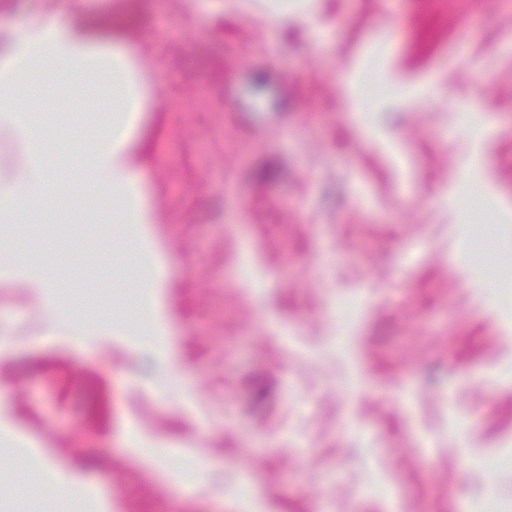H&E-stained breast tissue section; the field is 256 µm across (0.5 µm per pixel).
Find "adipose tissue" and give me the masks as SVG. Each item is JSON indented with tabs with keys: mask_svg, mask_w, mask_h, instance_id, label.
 Masks as SVG:
<instances>
[{
	"mask_svg": "<svg viewBox=\"0 0 512 512\" xmlns=\"http://www.w3.org/2000/svg\"><path fill=\"white\" fill-rule=\"evenodd\" d=\"M156 73L123 39L45 16L0 30V136L21 150L0 166V224H31L49 206L68 223L135 225L145 259L161 271L152 239L156 207L140 175L142 131L156 101ZM65 90L100 101L85 131L90 147L55 177L48 165L54 113L33 107L37 96Z\"/></svg>",
	"mask_w": 512,
	"mask_h": 512,
	"instance_id": "obj_1",
	"label": "adipose tissue"
}]
</instances>
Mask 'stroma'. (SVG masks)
Segmentation results:
<instances>
[{
	"label": "stroma",
	"mask_w": 512,
	"mask_h": 512,
	"mask_svg": "<svg viewBox=\"0 0 512 512\" xmlns=\"http://www.w3.org/2000/svg\"><path fill=\"white\" fill-rule=\"evenodd\" d=\"M19 2L145 34L165 266L0 227L69 270L0 273V512H512V0ZM41 103L59 169L97 104Z\"/></svg>",
	"instance_id": "35a3bbf8"
}]
</instances>
